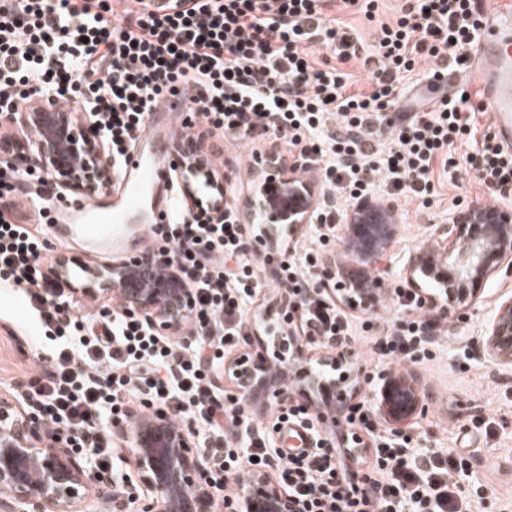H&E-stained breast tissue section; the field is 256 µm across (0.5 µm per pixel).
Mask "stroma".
I'll return each mask as SVG.
<instances>
[{
	"mask_svg": "<svg viewBox=\"0 0 512 512\" xmlns=\"http://www.w3.org/2000/svg\"><path fill=\"white\" fill-rule=\"evenodd\" d=\"M189 141L224 174L225 197L239 211H246L253 192L251 182L240 180L239 170L250 155L243 143L230 141L218 132L197 125L188 131ZM485 195L451 183H443L438 200L420 210L415 204L395 200L396 228L387 255L376 265L367 258L346 254L344 231H337V254L345 255L346 269L353 272L372 266L380 288L388 292L406 287L420 295L440 299L441 293L410 274V253L430 244L436 225L447 223L456 211L486 203ZM512 294V275L498 272L485 285L481 301L448 316V333L427 360L405 364L416 373L427 399L426 413L417 419L409 434L420 450H452L457 459L481 458V468L465 470L463 482L472 488L471 512H512V368L490 361L482 346L488 318L496 301ZM39 332L29 305L11 289L0 288V396L10 394L16 383L35 376L40 361L34 339ZM346 370L356 389L354 398L374 400L381 374L389 365L373 361L362 341L351 344ZM89 474L98 481L123 488L119 512H138L145 493L132 464L131 454L114 458L108 469L88 460Z\"/></svg>",
	"mask_w": 512,
	"mask_h": 512,
	"instance_id": "obj_1",
	"label": "stroma"
}]
</instances>
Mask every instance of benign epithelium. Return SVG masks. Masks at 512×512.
<instances>
[{
	"label": "benign epithelium",
	"instance_id": "benign-epithelium-1",
	"mask_svg": "<svg viewBox=\"0 0 512 512\" xmlns=\"http://www.w3.org/2000/svg\"><path fill=\"white\" fill-rule=\"evenodd\" d=\"M9 120L21 129V136L0 141V161L18 171H50L61 197H93L112 182V157L93 113L82 108L51 112L41 100ZM264 158L265 167L274 173L250 197L248 219L263 218L264 238L274 241L279 232L293 234L310 223L321 198L317 187L287 173L276 162L275 152H266ZM176 173L190 207L205 203L214 216L223 214L224 175L207 157L182 152ZM391 216L389 206L370 197L358 199L347 215L344 245L374 260L384 257L394 236ZM435 235L443 243L445 263L432 265L430 250L424 248L410 255L408 266L440 283L450 312L476 303L492 274L512 272L509 210L468 206L439 225ZM46 276L65 295L116 299L165 336L183 333L197 315L193 289L165 251L142 254L130 268L81 264L63 255L46 269ZM482 342L492 361L512 366L511 295L497 302ZM275 351L298 362L305 358L306 347L281 331ZM272 364L260 351L228 361L237 376L236 398L243 406L251 407L252 383L257 375H267ZM379 393L375 414L394 430L425 410L419 380L413 375L382 374ZM116 435L121 441L131 440L134 466L146 488L142 512H222L224 499L210 477L209 464L190 451V428L166 410L142 414L131 430L119 427ZM241 487L244 512H299V505L264 475L244 476ZM0 490V512H114L117 504L112 486L91 480L64 435L50 436L35 413L7 397L0 399Z\"/></svg>",
	"mask_w": 512,
	"mask_h": 512
}]
</instances>
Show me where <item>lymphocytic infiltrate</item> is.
Wrapping results in <instances>:
<instances>
[{"label":"lymphocytic infiltrate","instance_id":"lymphocytic-infiltrate-1","mask_svg":"<svg viewBox=\"0 0 512 512\" xmlns=\"http://www.w3.org/2000/svg\"><path fill=\"white\" fill-rule=\"evenodd\" d=\"M380 2L0 0V119L45 96L82 105L97 114L118 172L151 112L180 94L188 121L252 146L278 141L299 150L303 172L338 198L316 212L315 247L254 257L234 203H225L220 220L178 203L176 219L152 233L195 290L197 315L180 342L156 335L121 305L92 320L81 313L83 300L56 294L44 273L51 174L38 168L21 178L1 167L0 284L28 298L52 343L51 371L31 377L22 394L48 434L66 428L69 447L93 453L105 468L114 449L105 423L130 417L132 405L158 404L176 419L195 412L204 419L200 446L215 461L212 480L225 497H234L240 474L254 464L286 482L303 512H469L456 459L419 454L411 437L377 431L365 403L343 410L338 434L321 426L310 404L280 407L270 428L294 423L311 435L296 453L272 448L263 427L239 447L235 397L215 390L230 348L248 340L247 304L271 285L287 288L288 326L306 345L334 336L339 354L360 328L378 360L399 364L425 352L441 323L419 294L393 290L389 301L405 316L379 335L375 322L353 323L324 292L313 270L335 245L337 218L381 186L430 206L435 164L449 165L464 146L477 189L497 201L512 195V148L478 133L467 91L438 96L420 116L397 109L403 82L419 65L431 79L465 65L481 28L478 0H399L389 24L377 21ZM346 12L377 22L372 47L337 25L336 14ZM318 44L333 49L336 65L318 62ZM351 60L366 71L368 91L351 90L341 69ZM392 108L397 122L384 144L380 128ZM23 181L44 202L35 226L20 216ZM270 266L272 283L264 275Z\"/></svg>","mask_w":512,"mask_h":512}]
</instances>
